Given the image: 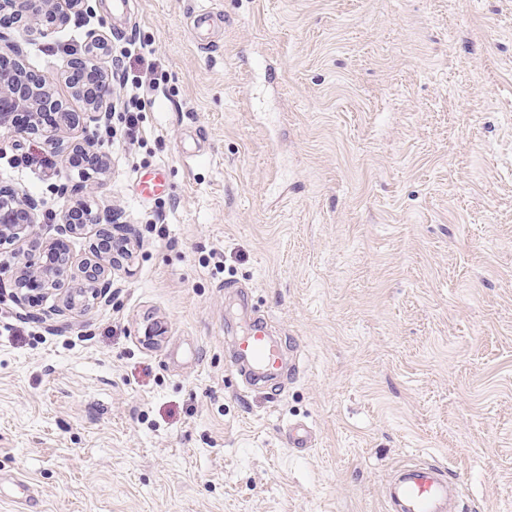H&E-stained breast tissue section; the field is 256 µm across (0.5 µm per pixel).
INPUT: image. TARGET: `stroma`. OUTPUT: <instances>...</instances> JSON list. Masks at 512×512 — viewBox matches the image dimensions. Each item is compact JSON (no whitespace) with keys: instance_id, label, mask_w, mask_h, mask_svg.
Listing matches in <instances>:
<instances>
[{"instance_id":"obj_1","label":"stroma","mask_w":512,"mask_h":512,"mask_svg":"<svg viewBox=\"0 0 512 512\" xmlns=\"http://www.w3.org/2000/svg\"><path fill=\"white\" fill-rule=\"evenodd\" d=\"M92 31L158 84L138 142L56 77ZM6 41L111 168L0 132V186L44 245L76 201L118 213L132 258L52 325L12 297L27 245L0 251V512L18 476L35 512H386L420 462L512 512V0H89ZM244 292L299 367L261 389L228 370Z\"/></svg>"}]
</instances>
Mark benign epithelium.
<instances>
[{
    "instance_id": "1",
    "label": "benign epithelium",
    "mask_w": 512,
    "mask_h": 512,
    "mask_svg": "<svg viewBox=\"0 0 512 512\" xmlns=\"http://www.w3.org/2000/svg\"><path fill=\"white\" fill-rule=\"evenodd\" d=\"M86 0H0V39L5 31L22 27L35 31L43 37L54 29L43 30L39 27V17L51 14L62 23L71 14L83 11ZM62 78L77 97L87 106L89 114L96 120H106L112 112L115 88L108 73L101 65L92 68L85 54H73L67 58L60 70ZM17 112L29 115L28 124L22 132L27 135L45 138V143L54 152L62 156L85 152L94 157L93 171L104 174L108 171V155L94 148L89 141H79L68 137V131L80 124L81 115L70 109L68 104L55 93L54 79L43 72L27 69L23 62L14 58L7 67L0 65V129L11 131L14 127L12 117ZM45 112L55 113V121L47 125L42 120ZM38 202L17 192L0 190V247L15 246L29 242L31 256L26 266L15 277L16 300L24 302L33 295H47L70 276L69 251L64 236L75 234L86 224L105 223L102 235L112 237V217L100 220L90 215L86 205L76 203L62 211L60 237L49 244V249L57 252L60 265L51 269L43 262L41 249L32 238L35 224V211ZM78 276L85 287L76 288L67 293L61 306L41 314L40 319L51 320L63 316L82 298V303L107 304L112 301V281L106 274L100 259H86L77 268Z\"/></svg>"
}]
</instances>
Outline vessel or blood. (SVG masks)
<instances>
[{"mask_svg": "<svg viewBox=\"0 0 512 512\" xmlns=\"http://www.w3.org/2000/svg\"><path fill=\"white\" fill-rule=\"evenodd\" d=\"M236 358L249 365L254 375L278 370L281 350L269 333L267 322L258 317L239 336ZM452 483L446 470L430 464H414L400 469L386 495L388 512H448Z\"/></svg>", "mask_w": 512, "mask_h": 512, "instance_id": "1", "label": "vessel or blood"}]
</instances>
